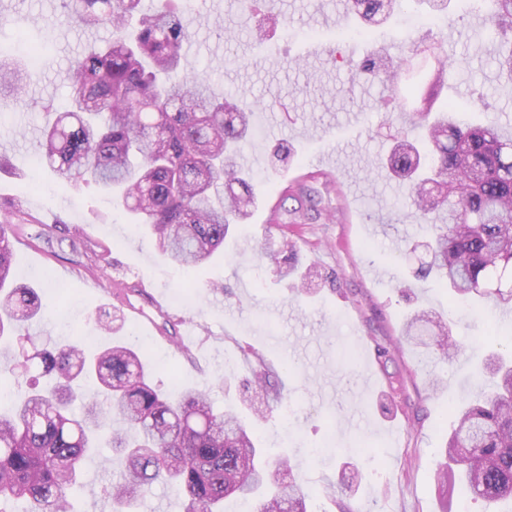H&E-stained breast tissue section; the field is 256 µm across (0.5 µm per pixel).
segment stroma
I'll return each instance as SVG.
<instances>
[{
    "label": "stroma",
    "instance_id": "1",
    "mask_svg": "<svg viewBox=\"0 0 512 512\" xmlns=\"http://www.w3.org/2000/svg\"><path fill=\"white\" fill-rule=\"evenodd\" d=\"M174 4L193 33L185 66L205 72L220 94L264 103L241 156L260 205L247 229H235L223 252L189 278L94 184L73 186L40 166V130L68 103L71 60L109 31L67 22L66 0H0V58L21 57L22 32L47 50L24 99L0 117V224L11 227L19 277L39 289L49 310L34 332L67 336L78 327L98 346L140 342L165 388H203L215 409L231 403L256 422L262 446L272 457L287 456L303 476L315 512H337L324 488L354 482L358 440L374 461L354 482L355 512H487L459 487L440 502L434 473L453 424L444 410L476 392L490 329L512 330V309L489 298L454 312L449 290L416 280L418 262L401 249L422 229L407 215L405 186L379 167L391 147L380 106L390 90L349 70L350 60L398 58L411 42L435 38L426 0H404L401 13L366 36L358 17L343 15L340 0H275L287 25L261 41L242 0ZM483 14L479 0H449L455 68L434 106L452 100L471 123L493 118L512 126V83L496 77L499 39L484 32ZM307 188L322 200L302 211L295 196ZM286 238L293 262L320 274L313 293L300 298L268 257ZM117 288L124 304L114 302ZM100 308L118 309L115 334L95 325ZM415 309L452 322L455 359L400 343ZM166 318L192 328L187 351L163 337ZM388 342L398 345L396 364L416 420L386 396L388 374L376 346ZM248 346L290 365L278 374L285 406L265 407L241 353ZM347 354L352 364L344 363ZM435 376L442 387L434 394L428 381ZM111 454L104 446L86 459L71 512H112L105 490L119 473L105 462Z\"/></svg>",
    "mask_w": 512,
    "mask_h": 512
}]
</instances>
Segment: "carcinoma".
Masks as SVG:
<instances>
[{
    "mask_svg": "<svg viewBox=\"0 0 512 512\" xmlns=\"http://www.w3.org/2000/svg\"><path fill=\"white\" fill-rule=\"evenodd\" d=\"M71 2V19L107 29L112 39L71 61L69 105L42 129V159L66 182H94L190 273L224 248L231 227L258 204L238 158L262 104L217 94L207 75L182 65L191 32L169 0L151 13L142 12V0ZM346 2L370 25L386 20L399 0ZM428 2L443 31L412 45L426 54L425 66L408 71L401 58L387 67L371 59L350 67L383 74L393 90L387 106L420 99L408 120L387 121L393 146L382 161L406 185L409 215L427 231L429 260L418 275L433 276L464 301L486 295L512 305V133L493 119L467 124L452 102L432 112L453 61L448 0ZM483 2L485 25L498 36L512 32V0ZM28 77L27 67L0 60V106L20 99ZM401 84L406 95L399 99ZM42 313L35 288L14 283L10 232L0 224V338L8 329L18 341L40 342L33 355L16 349L0 364V378L20 365L36 372L27 392L0 409V502L13 512H67L98 433L121 465L112 512H139L157 483L184 499V512H224L230 497L257 500L256 512H308L304 479L285 471L287 460H268L233 409L215 411L204 389L162 391L126 344L90 354L78 341L40 340L25 325ZM421 322L434 326L441 358L458 354L448 321L427 311L407 317L405 341L425 345L413 334ZM495 340L508 351L491 355L435 470L444 502L457 484L489 505L512 501V335ZM242 352L266 400L281 402L274 366L250 347ZM114 417L123 427H112Z\"/></svg>",
    "mask_w": 512,
    "mask_h": 512,
    "instance_id": "1",
    "label": "carcinoma"
}]
</instances>
